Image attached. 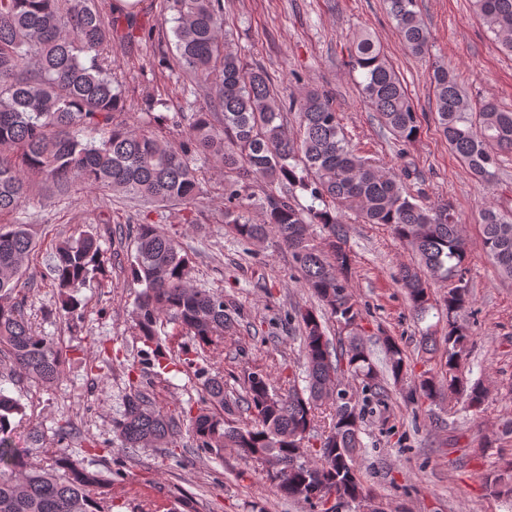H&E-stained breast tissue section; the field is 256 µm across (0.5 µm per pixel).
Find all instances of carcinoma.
I'll list each match as a JSON object with an SVG mask.
<instances>
[{
  "instance_id": "cac0c4a2",
  "label": "carcinoma",
  "mask_w": 512,
  "mask_h": 512,
  "mask_svg": "<svg viewBox=\"0 0 512 512\" xmlns=\"http://www.w3.org/2000/svg\"><path fill=\"white\" fill-rule=\"evenodd\" d=\"M172 13L177 64L208 90L210 109L155 114L131 129L121 119L126 103L112 76L114 24L98 0H0V214L18 210L30 191L27 175L41 176L60 193L75 184L159 205H196L204 200L199 157L224 167V227L236 238L261 243L275 239L288 250L301 282L325 306L319 314L297 310L301 354L308 386L299 391L274 387L261 373L248 374L242 394L227 396L224 374L206 363L207 350L233 336L236 322L224 293L191 284V259L177 239L157 224H130L118 232L128 241L127 278L141 286L131 313L133 334L143 343L146 364L166 371L171 349L161 338L166 323L177 326L178 359L200 381L204 406L190 417L196 447L221 456L239 448L251 460L269 459L285 472L279 478L259 470V480L277 497L324 507L361 501L370 492L356 463L363 402L386 393L377 365L361 337L363 312L352 290L355 259L342 217L353 212L366 224H383L419 256L420 265L402 266L396 282L420 318L433 309L432 288H444L445 332L426 329L420 343L443 350L440 374L448 394H462L467 406L482 410L487 392L480 383L459 379L461 352L469 342L463 316L472 297L466 275L467 249L461 224L449 202L426 205L406 188L408 166L387 170L363 157L347 140L331 95L309 89L284 100L264 67L248 66L227 40L222 0H165ZM403 46L415 56L431 50V33L418 0H386ZM475 12L501 50L512 54V0H473ZM348 57L360 73L359 87L380 124L398 140L420 135L417 106L367 30L349 40ZM440 131L451 152L478 179L492 175L498 157L512 153V110L493 101L472 105L453 70L434 67L430 78ZM293 114L297 132L288 131ZM310 204L298 202L296 190ZM257 204L260 223L245 218ZM324 235L314 242L311 227ZM484 252L498 274L512 279V211L492 206L481 212ZM96 230L54 245L51 286L59 309L77 314L79 294L102 282L112 255ZM36 247L25 224L0 225V363L7 361L28 379L54 385L67 353L41 335L26 316L25 263ZM345 338L331 346L326 319ZM385 369L395 382L407 378L401 347L382 339ZM350 378L361 394L339 400L323 433L328 441L311 448L305 441L320 428L318 410L335 382ZM443 387L435 375L413 381L407 400L435 401ZM249 418H232L238 411ZM21 411L0 388V512H112L107 482L61 450L45 464L30 461L15 441L10 416ZM181 423L157 410L148 390L137 386L123 399L115 421L127 449L167 447Z\"/></svg>"
}]
</instances>
